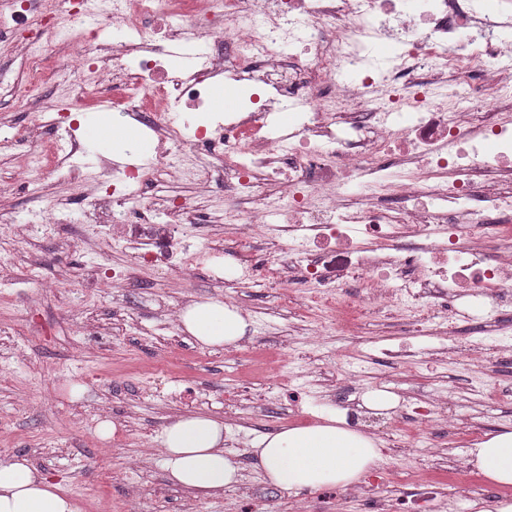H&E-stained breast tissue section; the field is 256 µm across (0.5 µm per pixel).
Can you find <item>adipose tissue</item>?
Returning <instances> with one entry per match:
<instances>
[{
  "mask_svg": "<svg viewBox=\"0 0 512 512\" xmlns=\"http://www.w3.org/2000/svg\"><path fill=\"white\" fill-rule=\"evenodd\" d=\"M183 329L203 346H231L248 323L236 308L198 301L180 316ZM226 427L207 415L180 417L165 427L163 465L174 484L204 496L237 484L239 466L224 452ZM265 478L291 493L346 488L381 460L368 434L349 426L342 410L327 407L316 422L262 435L251 450ZM477 474L488 483L512 486V428L488 434L469 448ZM0 512H76L74 502L27 460L0 462Z\"/></svg>",
  "mask_w": 512,
  "mask_h": 512,
  "instance_id": "ef3b65f1",
  "label": "adipose tissue"
}]
</instances>
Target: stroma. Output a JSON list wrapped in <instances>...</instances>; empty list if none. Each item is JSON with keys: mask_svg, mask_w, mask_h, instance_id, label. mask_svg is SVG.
<instances>
[{"mask_svg": "<svg viewBox=\"0 0 512 512\" xmlns=\"http://www.w3.org/2000/svg\"><path fill=\"white\" fill-rule=\"evenodd\" d=\"M70 101L57 86L29 105L0 88V120L23 126L30 113L50 116ZM24 150L21 144L0 150V190L8 195L21 226L20 231L8 230L0 236V256L19 267L37 268L45 285L10 299L0 297V461L27 459L61 487L77 512H124L134 491L140 494L145 512H229L234 488L225 489L221 497L206 498L170 483L160 450L164 428L180 416L207 414L235 421V433L249 445L263 434L314 422L320 403L293 408L279 391L267 389L265 374L291 353L314 368L325 367L340 327L329 325L320 341L306 340L303 329L316 322L318 314L304 305V285L293 283L285 290L255 287L238 292L237 301L256 311L267 328L248 330L237 346H199L175 324L156 336L137 335L135 323L151 325L157 319L156 306L142 304L141 294L159 290L166 305L178 309L194 301L223 300V288L187 271L141 268L119 288L90 294L81 263L85 250L96 251L108 266L129 265L131 257L107 238L76 239L74 229L65 224L28 226L31 212H49L52 202L78 198L79 191L49 183L39 198L16 192V185L26 177ZM408 319L396 311L365 308L354 339L363 343L404 337ZM479 372L490 396H468L451 403L459 430L449 431L438 421L428 424L422 449L394 451L386 436L390 415L376 411L356 422V429L377 440L382 460L390 467L383 495L410 498L419 481L432 476L468 503L480 500L490 508L498 500H512V487L485 483L466 458L455 455L457 448L471 447L485 434L512 427V364L486 350ZM470 373L465 354L444 365L421 354L407 364L384 358L373 366L377 383L415 399L434 396L439 385L456 384ZM238 383L251 387L253 401L229 398L228 389ZM75 384L83 388L77 399L69 395ZM188 386L197 390L198 400H166L167 392ZM270 408L275 417H267ZM101 410L115 425L107 441L83 426L85 419ZM141 452L145 463L136 480H129L127 461ZM229 455L237 461L243 479L266 488L253 501V512H291L295 500L303 503L304 512H357L346 490L295 495L267 484L254 457H241L235 449Z\"/></svg>", "mask_w": 512, "mask_h": 512, "instance_id": "stroma-1", "label": "stroma"}]
</instances>
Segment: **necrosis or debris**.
<instances>
[{"label":"necrosis or debris","instance_id":"obj_1","mask_svg":"<svg viewBox=\"0 0 512 512\" xmlns=\"http://www.w3.org/2000/svg\"><path fill=\"white\" fill-rule=\"evenodd\" d=\"M86 25L82 62L55 63L17 87L28 101L75 78L85 106L136 115L152 150L117 181L74 161L79 122L54 128L69 149L47 145L43 125L0 122V145H27L35 169L88 190L83 209L56 203L59 224L91 223L132 248L137 266L188 270L234 289L255 284L264 260L177 226L225 222L258 228L289 257L336 321L358 323L361 304L336 301L350 278L381 309L422 305L446 324L428 332L447 354L458 322L471 345L512 354V0H8L5 51ZM396 38L386 63L365 50ZM189 41L201 65L175 64ZM249 88L246 107L198 125L215 79ZM294 106L289 122L280 107ZM215 183L229 202L209 209L144 192L152 178ZM363 487L375 512H456L453 493L428 484L402 503Z\"/></svg>","mask_w":512,"mask_h":512}]
</instances>
